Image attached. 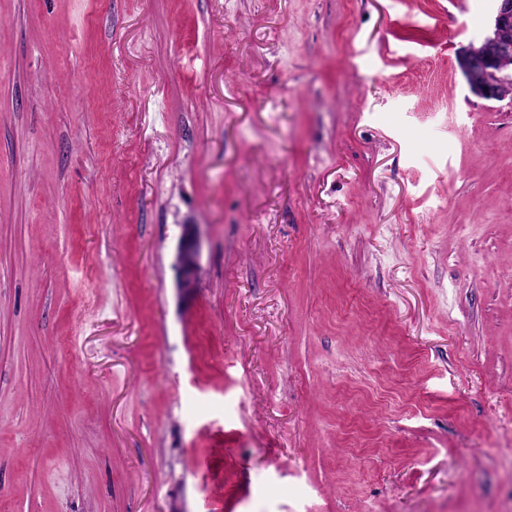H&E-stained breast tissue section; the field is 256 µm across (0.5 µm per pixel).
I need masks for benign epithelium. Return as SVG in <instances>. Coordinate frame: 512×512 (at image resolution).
<instances>
[{"mask_svg":"<svg viewBox=\"0 0 512 512\" xmlns=\"http://www.w3.org/2000/svg\"><path fill=\"white\" fill-rule=\"evenodd\" d=\"M512 32V0H497L491 20V33L480 43L461 48L457 66L470 92L485 101L501 102L512 96V39L505 33ZM201 242L197 225H182L176 267L180 282L188 286L196 278Z\"/></svg>","mask_w":512,"mask_h":512,"instance_id":"benign-epithelium-1","label":"benign epithelium"}]
</instances>
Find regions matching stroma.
<instances>
[{
    "instance_id": "obj_1",
    "label": "stroma",
    "mask_w": 512,
    "mask_h": 512,
    "mask_svg": "<svg viewBox=\"0 0 512 512\" xmlns=\"http://www.w3.org/2000/svg\"><path fill=\"white\" fill-rule=\"evenodd\" d=\"M494 7L0 0V512H512ZM496 1L491 33L477 45L462 47L457 66L475 97L496 102L509 99L511 104L512 96L506 91L512 87V1ZM201 242L197 233V225H182L179 239L176 267L180 282L189 286L196 278Z\"/></svg>"
}]
</instances>
